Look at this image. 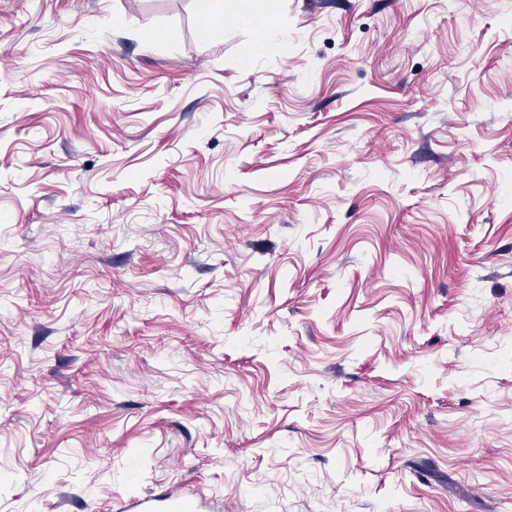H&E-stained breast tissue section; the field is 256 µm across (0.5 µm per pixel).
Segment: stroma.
Returning <instances> with one entry per match:
<instances>
[{"instance_id": "1", "label": "stroma", "mask_w": 512, "mask_h": 512, "mask_svg": "<svg viewBox=\"0 0 512 512\" xmlns=\"http://www.w3.org/2000/svg\"><path fill=\"white\" fill-rule=\"evenodd\" d=\"M512 512V0H0V512ZM204 13L202 22L205 31L213 37L224 35V1L223 0H204ZM238 10L233 14L243 24L256 17L268 18L273 13L274 0H240ZM122 512H199L196 499L170 489H159L143 497L121 501Z\"/></svg>"}]
</instances>
